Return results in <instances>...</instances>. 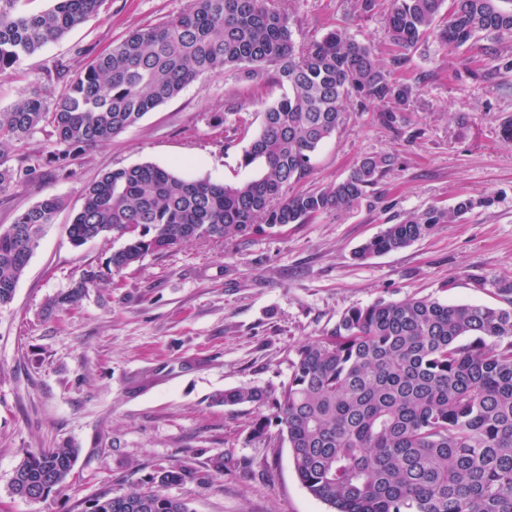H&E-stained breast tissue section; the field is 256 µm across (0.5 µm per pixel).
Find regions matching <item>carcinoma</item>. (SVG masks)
I'll list each match as a JSON object with an SVG mask.
<instances>
[{
	"instance_id": "carcinoma-1",
	"label": "carcinoma",
	"mask_w": 512,
	"mask_h": 512,
	"mask_svg": "<svg viewBox=\"0 0 512 512\" xmlns=\"http://www.w3.org/2000/svg\"><path fill=\"white\" fill-rule=\"evenodd\" d=\"M511 1L451 0L442 21L444 0H392L386 17L392 66L406 67L411 51L430 37L457 50L493 35L497 41L486 51L499 64L475 76L494 81L512 69L502 45L512 37V8L500 7ZM19 2L0 0V72L99 15L106 0H53L38 14L21 11ZM226 71L270 77L284 89L243 150L241 165L256 164L259 174L226 185L152 163L104 173L85 188L68 235L76 246L108 235L122 246L52 306H71L112 274L194 239L248 237L255 227L264 233L346 210L394 166L388 154L365 155L334 185L288 192L345 123L347 99L379 106L381 121L391 125L417 87L392 80L371 46L344 29L296 44L289 12L269 0H191L165 24L134 30L95 56L53 101L34 90L0 110V193L36 170L8 164L9 149L36 132L50 128L63 150L49 162L63 171L70 154L109 143L192 82ZM490 203L468 198L412 214L386 225L355 257L401 249ZM66 206L64 198L49 196L0 232V307L12 302L45 226ZM495 293L509 307L408 296L352 308L330 336L297 348L278 394L234 388L214 401L272 410L299 481L331 512H512V282ZM78 454L70 447L27 453L14 470L12 493L39 500L60 490ZM193 479L192 470L173 466L151 481L167 487ZM82 512L193 510L159 490L133 487L103 493Z\"/></svg>"
}]
</instances>
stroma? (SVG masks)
<instances>
[{
  "label": "stroma",
  "mask_w": 512,
  "mask_h": 512,
  "mask_svg": "<svg viewBox=\"0 0 512 512\" xmlns=\"http://www.w3.org/2000/svg\"><path fill=\"white\" fill-rule=\"evenodd\" d=\"M188 4L107 0L98 16L19 69L0 72V109L36 87L58 96L63 82L47 80L57 64L78 71L91 54ZM389 8L390 0H378L362 14L355 0H292L293 38L301 43L343 28L369 43L387 68ZM495 65L476 47L422 42L395 74L418 88L396 124L348 102L344 125L299 184L319 189L345 179L363 155L395 156L369 198L270 234L199 239L147 256L66 310L53 299L120 246L109 237L71 243L67 227L85 187L143 163L227 184L248 179L253 171L240 165L243 150L283 89L271 80L253 86L239 71L207 77L112 142L71 155L62 172L48 162L56 148L49 131L18 144L10 164L23 161L37 172L0 194V228L50 195L67 206L46 227L13 301L0 308V512H81L100 493L150 487L155 472L172 465L199 474L166 489L194 512H330L301 485L278 426L253 436L268 408L225 407L213 397L232 388L279 390L298 345L329 336L347 310L380 298L503 306L495 288L512 280V140L503 132L512 120V71L493 86L473 77ZM231 99L245 129L236 127L239 116L224 113ZM480 196L495 202L403 249L354 257L365 240L407 214ZM61 446L79 451L69 483L40 500L14 495L11 479L26 452Z\"/></svg>",
  "instance_id": "obj_1"
}]
</instances>
